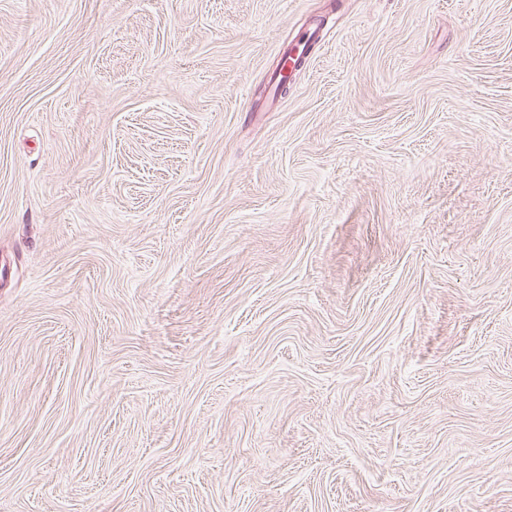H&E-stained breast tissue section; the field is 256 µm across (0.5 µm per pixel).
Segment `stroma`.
Wrapping results in <instances>:
<instances>
[{"label": "stroma", "instance_id": "1", "mask_svg": "<svg viewBox=\"0 0 512 512\" xmlns=\"http://www.w3.org/2000/svg\"><path fill=\"white\" fill-rule=\"evenodd\" d=\"M0 512H512V0H0Z\"/></svg>", "mask_w": 512, "mask_h": 512}]
</instances>
